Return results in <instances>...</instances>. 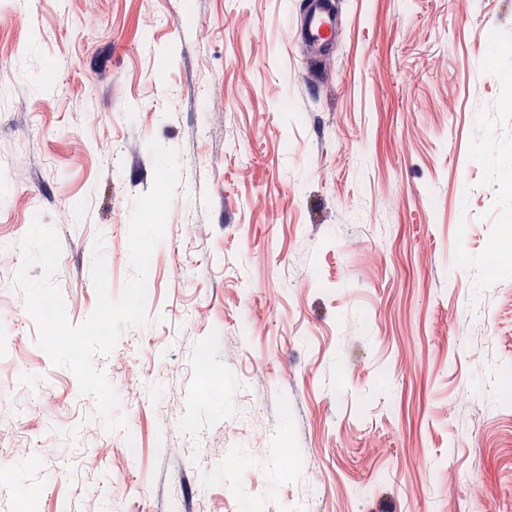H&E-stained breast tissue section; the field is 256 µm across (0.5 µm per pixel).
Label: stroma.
Here are the masks:
<instances>
[{
  "label": "stroma",
  "instance_id": "obj_1",
  "mask_svg": "<svg viewBox=\"0 0 512 512\" xmlns=\"http://www.w3.org/2000/svg\"><path fill=\"white\" fill-rule=\"evenodd\" d=\"M335 5L319 64L305 0H0V512H512V0ZM152 140L109 432L19 243L58 230L72 323L95 239L119 296Z\"/></svg>",
  "mask_w": 512,
  "mask_h": 512
}]
</instances>
